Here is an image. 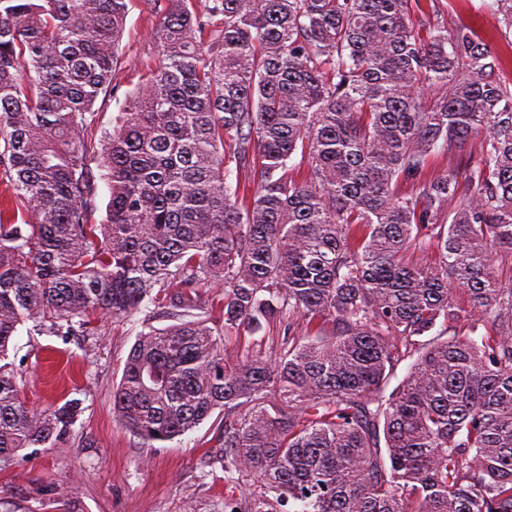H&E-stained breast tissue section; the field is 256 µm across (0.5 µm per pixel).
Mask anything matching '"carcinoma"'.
<instances>
[{
	"instance_id": "carcinoma-1",
	"label": "carcinoma",
	"mask_w": 512,
	"mask_h": 512,
	"mask_svg": "<svg viewBox=\"0 0 512 512\" xmlns=\"http://www.w3.org/2000/svg\"><path fill=\"white\" fill-rule=\"evenodd\" d=\"M155 2L156 67L95 139L127 0H0V470L81 413L23 400L18 327L154 305L174 324L138 333L113 413L153 448L229 412L224 472L260 492L224 512H512L500 58L422 0ZM492 7L511 32L512 0ZM477 138L475 161L428 173ZM218 282L224 325L189 319L186 289ZM274 324L269 355L224 354Z\"/></svg>"
}]
</instances>
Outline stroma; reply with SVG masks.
<instances>
[{
    "label": "stroma",
    "instance_id": "stroma-1",
    "mask_svg": "<svg viewBox=\"0 0 512 512\" xmlns=\"http://www.w3.org/2000/svg\"><path fill=\"white\" fill-rule=\"evenodd\" d=\"M489 0H442L444 21L462 20L481 32L512 78V33L500 30ZM158 16L152 0H128L113 91L94 106L92 130L111 128L128 93L153 68ZM158 328L168 318L142 311L126 318L91 316L83 335H31L18 330L10 349L22 397L37 409L77 398L82 412L65 448H29L0 471V512H224L228 499L258 491L252 478L228 480L221 458L224 413L215 411L193 432L150 448L112 415V392L143 320Z\"/></svg>",
    "mask_w": 512,
    "mask_h": 512
}]
</instances>
